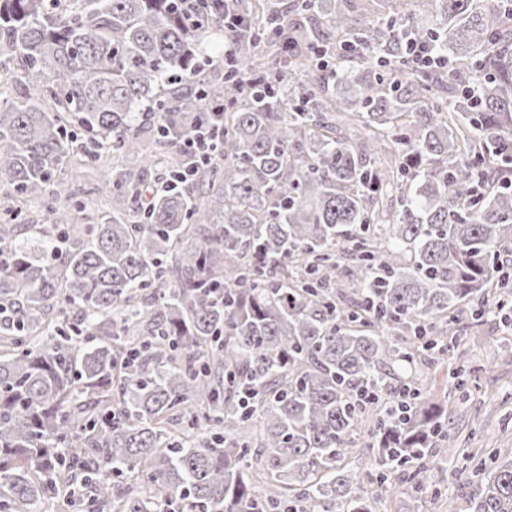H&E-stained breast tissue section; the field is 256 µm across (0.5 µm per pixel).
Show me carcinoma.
Returning a JSON list of instances; mask_svg holds the SVG:
<instances>
[{"mask_svg":"<svg viewBox=\"0 0 512 512\" xmlns=\"http://www.w3.org/2000/svg\"><path fill=\"white\" fill-rule=\"evenodd\" d=\"M62 2L0 0V512H372L367 414L373 494L420 512L462 447L421 371L469 302L512 312V0ZM226 6L224 79L170 93ZM145 129L94 220L60 174ZM49 184L73 223L36 232ZM475 477L512 512V457Z\"/></svg>","mask_w":512,"mask_h":512,"instance_id":"cac0c4a2","label":"carcinoma"}]
</instances>
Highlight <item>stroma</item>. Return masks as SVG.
Listing matches in <instances>:
<instances>
[{
	"label": "stroma",
	"mask_w": 512,
	"mask_h": 512,
	"mask_svg": "<svg viewBox=\"0 0 512 512\" xmlns=\"http://www.w3.org/2000/svg\"><path fill=\"white\" fill-rule=\"evenodd\" d=\"M126 156L108 157L105 166L66 168L64 177L72 188L89 191L100 213H107L106 199L99 194L104 170H117L130 165ZM472 336L460 339L459 349L473 368L470 379L471 397L465 409H458L450 368L431 370L429 386L440 400L448 404V426L465 442V455L451 461L442 480L441 499L428 505L426 512H463L474 489L472 472L489 448H512V332L502 329L494 314L485 315L471 330Z\"/></svg>",
	"instance_id": "35a3bbf8"
}]
</instances>
